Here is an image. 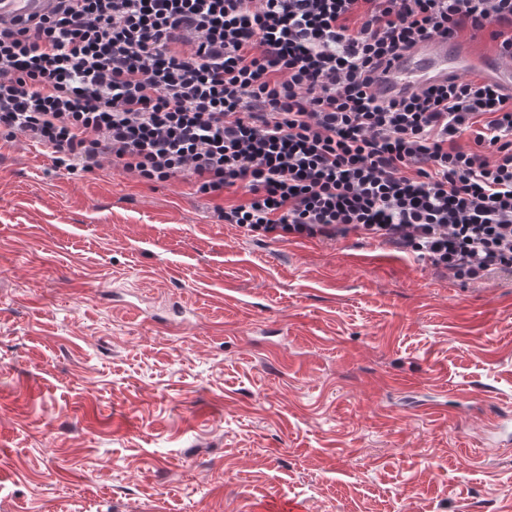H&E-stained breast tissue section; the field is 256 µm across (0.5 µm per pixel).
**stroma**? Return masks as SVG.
<instances>
[{
    "instance_id": "obj_1",
    "label": "stroma",
    "mask_w": 512,
    "mask_h": 512,
    "mask_svg": "<svg viewBox=\"0 0 512 512\" xmlns=\"http://www.w3.org/2000/svg\"><path fill=\"white\" fill-rule=\"evenodd\" d=\"M501 414L512 276L0 136V512H512Z\"/></svg>"
}]
</instances>
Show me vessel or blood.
I'll return each mask as SVG.
<instances>
[{
    "mask_svg": "<svg viewBox=\"0 0 512 512\" xmlns=\"http://www.w3.org/2000/svg\"><path fill=\"white\" fill-rule=\"evenodd\" d=\"M53 7L54 0H0V21L24 22L49 14ZM465 66L466 57L455 49L453 41L438 38L394 59L374 90L384 98L397 97L426 84L447 82ZM480 67L492 81L512 85V64L504 58H481Z\"/></svg>",
    "mask_w": 512,
    "mask_h": 512,
    "instance_id": "obj_1",
    "label": "vessel or blood"
}]
</instances>
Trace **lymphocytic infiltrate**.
I'll return each mask as SVG.
<instances>
[{"instance_id":"f902f5d3","label":"lymphocytic infiltrate","mask_w":512,"mask_h":512,"mask_svg":"<svg viewBox=\"0 0 512 512\" xmlns=\"http://www.w3.org/2000/svg\"><path fill=\"white\" fill-rule=\"evenodd\" d=\"M512 58V0H57L0 22V130L67 173L242 194L219 221L349 234L477 281L512 270V95L377 78L461 28Z\"/></svg>"}]
</instances>
